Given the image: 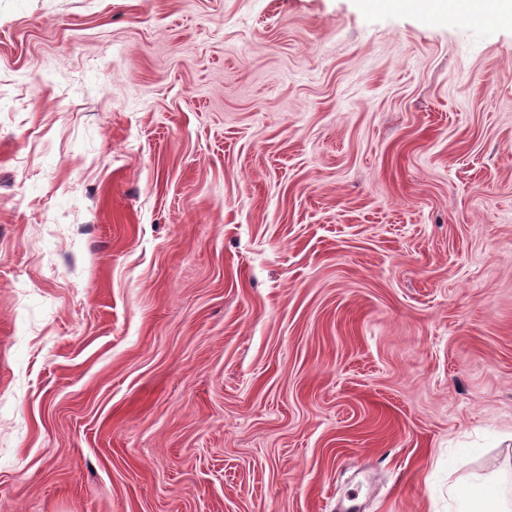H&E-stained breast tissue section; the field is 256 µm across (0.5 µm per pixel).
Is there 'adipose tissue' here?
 Returning a JSON list of instances; mask_svg holds the SVG:
<instances>
[{
	"label": "adipose tissue",
	"instance_id": "1",
	"mask_svg": "<svg viewBox=\"0 0 512 512\" xmlns=\"http://www.w3.org/2000/svg\"><path fill=\"white\" fill-rule=\"evenodd\" d=\"M383 10L425 12L434 16H455L471 21L512 23V0H366Z\"/></svg>",
	"mask_w": 512,
	"mask_h": 512
}]
</instances>
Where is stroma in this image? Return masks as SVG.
I'll use <instances>...</instances> for the list:
<instances>
[{
  "instance_id": "obj_1",
  "label": "stroma",
  "mask_w": 512,
  "mask_h": 512,
  "mask_svg": "<svg viewBox=\"0 0 512 512\" xmlns=\"http://www.w3.org/2000/svg\"><path fill=\"white\" fill-rule=\"evenodd\" d=\"M512 488V25L0 0V512H455Z\"/></svg>"
}]
</instances>
